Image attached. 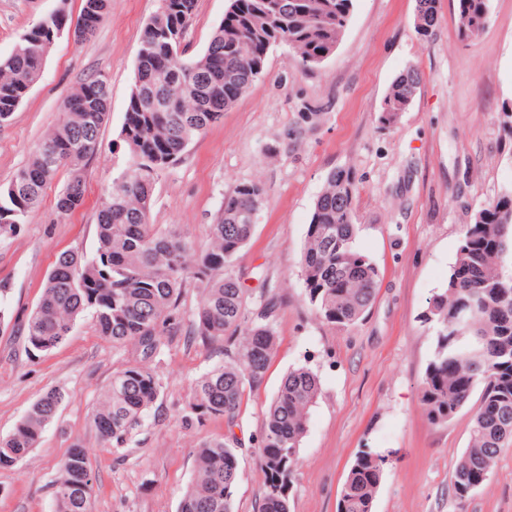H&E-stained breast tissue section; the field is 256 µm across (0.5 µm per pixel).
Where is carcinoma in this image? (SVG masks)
Returning a JSON list of instances; mask_svg holds the SVG:
<instances>
[{"instance_id":"cac0c4a2","label":"carcinoma","mask_w":512,"mask_h":512,"mask_svg":"<svg viewBox=\"0 0 512 512\" xmlns=\"http://www.w3.org/2000/svg\"><path fill=\"white\" fill-rule=\"evenodd\" d=\"M112 0H83L79 18L101 20ZM354 0H228L224 18L198 57H171L169 46L184 40L197 0H159L146 23L136 59L124 122L114 146L125 166L113 177L96 215L93 252L68 251L47 274L41 296L24 324L28 346L56 348L78 318L88 313L96 330L125 351L122 368L102 394L92 421L103 450L125 447L163 392L155 370L165 340L224 342V363L190 387L180 424L187 431L209 418H222L228 433L204 441L195 456V478L178 512H235L233 494L240 470L233 432L246 390L261 384L278 345L273 313L279 301L263 288L254 300L259 320L246 317L248 296L230 267L251 240L265 203L261 181L236 184L211 225L209 246L196 252L173 226L150 223L153 186L159 176L217 122L264 72L269 50L283 44L303 68L336 49ZM68 0L37 20L12 51L0 57V122L8 120L42 77L44 48L67 35ZM459 31L479 35L488 0H457ZM438 22V0H419L415 27L427 36ZM421 74L407 69L392 83L391 110H407ZM110 89L102 74L87 77L70 95L74 107L60 112L10 182L0 188V241L27 223L43 191L66 169L68 181L56 199L58 215L83 204L84 172L96 155L108 117ZM355 184L345 169L332 172L317 197L300 257L305 297L317 318L334 328L356 325L375 299L379 271L356 248ZM512 189L487 201L465 225L448 280L424 315L435 347L421 383L420 402L432 425H445L473 409L469 445L457 462L453 491L467 499L485 482L502 449L512 444ZM198 284L193 321L180 314V297ZM320 390L307 366L288 371L269 404L254 455L261 475L258 512H290L298 448L308 412ZM63 395L44 392L0 439V468L26 459L57 416ZM392 452L359 451L341 486L338 512H373V503ZM96 478L86 447L75 443L54 483L55 512H90Z\"/></svg>"}]
</instances>
